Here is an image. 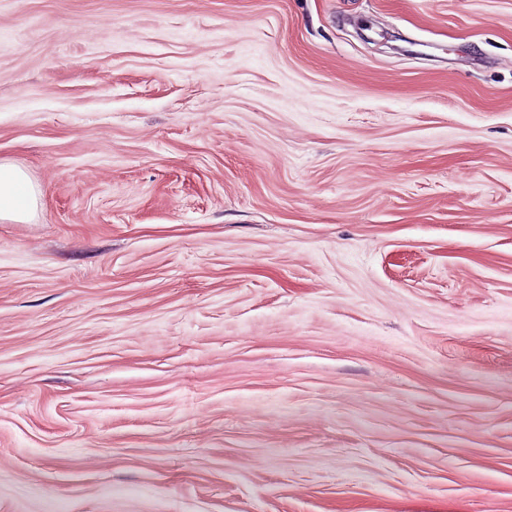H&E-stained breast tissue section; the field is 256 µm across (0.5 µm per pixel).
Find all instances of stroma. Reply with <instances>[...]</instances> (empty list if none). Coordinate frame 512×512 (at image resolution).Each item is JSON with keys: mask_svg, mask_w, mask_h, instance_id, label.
<instances>
[{"mask_svg": "<svg viewBox=\"0 0 512 512\" xmlns=\"http://www.w3.org/2000/svg\"><path fill=\"white\" fill-rule=\"evenodd\" d=\"M0 512H512V0H0ZM39 190L27 173L11 163H0V220L28 222L36 214Z\"/></svg>", "mask_w": 512, "mask_h": 512, "instance_id": "35a3bbf8", "label": "stroma"}]
</instances>
